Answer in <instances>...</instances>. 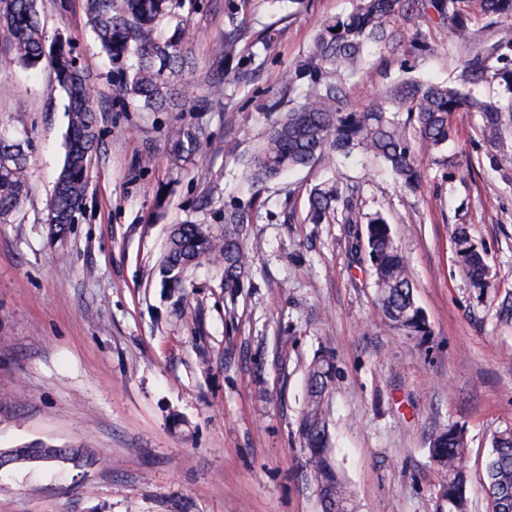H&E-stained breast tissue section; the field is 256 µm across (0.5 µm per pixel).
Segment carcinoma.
Instances as JSON below:
<instances>
[{"mask_svg":"<svg viewBox=\"0 0 512 512\" xmlns=\"http://www.w3.org/2000/svg\"><path fill=\"white\" fill-rule=\"evenodd\" d=\"M251 0H224V38L212 51L217 73L224 63L240 59L225 74L229 84L246 90L256 62L273 52L278 29L271 23L256 35L261 44L242 55L246 35L241 12ZM87 26L101 50L115 65L116 95L132 98L145 112H171L182 106L180 81L195 53V33L184 11L196 10L186 0H83ZM496 28L495 40L466 60L452 82H431L411 75L386 86L365 108L353 107L345 84L358 71L372 45H397L404 30L414 29L410 41L416 56L432 54L434 45L423 26L448 29L467 39L475 20ZM0 31L6 46L3 60L27 68L46 63L57 85L69 99L65 155L47 204L46 222L51 237L70 232L82 212L89 169L99 147L93 86L77 66L70 43L61 39L47 44L38 0H0ZM132 67L125 65L129 55ZM489 84L495 96L477 97L471 87ZM288 91L299 102L285 109L273 96L265 109L275 114L257 146L244 162V178L252 190L246 204L224 207V224L208 232L192 223L176 224L169 233L160 273L170 288L182 285L184 269L208 263L223 272L227 289L239 287L251 261L245 248V226L250 210L267 183L286 172L331 164L339 157L357 154L381 162L408 189L419 187L418 156L443 150L454 131L457 116L477 113L480 132L491 149L502 156L512 153V0H355L346 15L325 21L312 47L288 80ZM204 144L193 126L177 129L170 156L183 161ZM29 138L0 134V222L14 217L28 193ZM361 187L357 183L325 182L309 193L305 220L323 224L342 211L345 223L354 225L351 249L365 242V256L378 290L384 318L410 336L430 334L422 310L416 305L410 267L395 244L390 224L381 212L362 215ZM455 251L464 274L474 287H489L487 254L474 242L469 229L459 224L453 231ZM331 358L322 355L308 370L310 404L299 423V435L309 452V463L321 483L323 512H347L350 492L329 452V435L322 395L334 379ZM431 459L438 467L447 512H470L467 494L469 457L463 428L443 427L429 442ZM485 464L486 489L492 512H512V430L496 438Z\"/></svg>","mask_w":512,"mask_h":512,"instance_id":"cac0c4a2","label":"carcinoma"}]
</instances>
